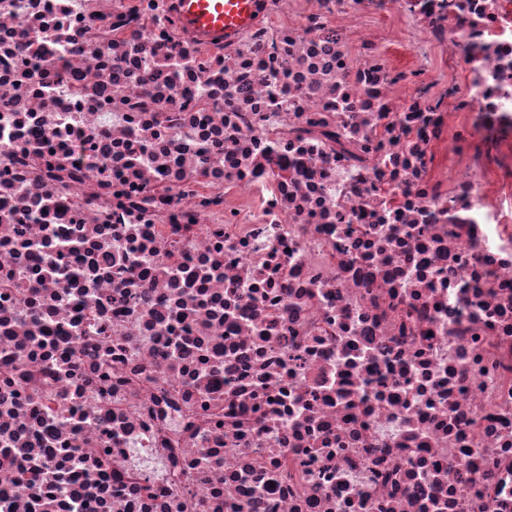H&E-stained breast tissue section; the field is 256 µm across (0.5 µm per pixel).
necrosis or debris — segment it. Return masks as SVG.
<instances>
[{
    "mask_svg": "<svg viewBox=\"0 0 512 512\" xmlns=\"http://www.w3.org/2000/svg\"><path fill=\"white\" fill-rule=\"evenodd\" d=\"M492 127L512 0H0V512H512ZM182 25L205 39L231 40L261 14L263 0H178Z\"/></svg>",
    "mask_w": 512,
    "mask_h": 512,
    "instance_id": "4bbe7bcc",
    "label": "necrosis or debris"
}]
</instances>
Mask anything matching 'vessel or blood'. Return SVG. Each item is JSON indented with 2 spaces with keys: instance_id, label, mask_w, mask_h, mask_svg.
<instances>
[{
  "instance_id": "b4317fda",
  "label": "vessel or blood",
  "mask_w": 512,
  "mask_h": 512,
  "mask_svg": "<svg viewBox=\"0 0 512 512\" xmlns=\"http://www.w3.org/2000/svg\"><path fill=\"white\" fill-rule=\"evenodd\" d=\"M263 0H178L183 26L203 38L233 39L260 15Z\"/></svg>"
}]
</instances>
